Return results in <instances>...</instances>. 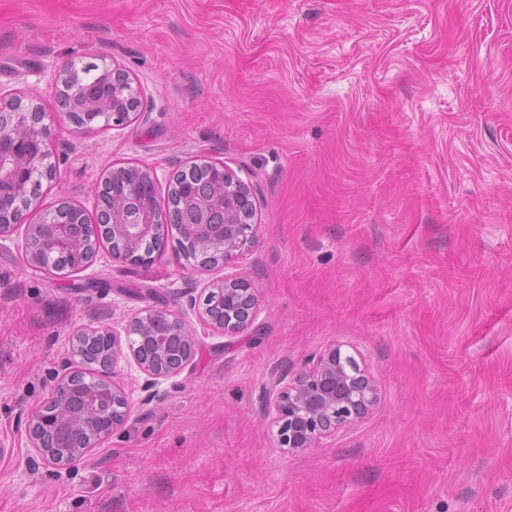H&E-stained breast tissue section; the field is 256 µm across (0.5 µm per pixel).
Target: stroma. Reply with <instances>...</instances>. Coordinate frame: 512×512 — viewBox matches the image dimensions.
<instances>
[{"label":"stroma","mask_w":512,"mask_h":512,"mask_svg":"<svg viewBox=\"0 0 512 512\" xmlns=\"http://www.w3.org/2000/svg\"><path fill=\"white\" fill-rule=\"evenodd\" d=\"M117 66L138 115L79 130L53 77ZM55 115L42 200L97 212L111 166L221 162L253 189L256 237L192 272L168 239L127 266L100 247L50 276L0 239V512H512V0H0V97ZM241 275L258 316L224 338L199 313ZM198 338L176 376L118 381L132 411L68 466L32 448L83 326L145 306ZM355 346L379 404L336 438L278 448L279 374Z\"/></svg>","instance_id":"35a3bbf8"}]
</instances>
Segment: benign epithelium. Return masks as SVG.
I'll list each match as a JSON object with an SVG mask.
<instances>
[{"label": "benign epithelium", "mask_w": 512, "mask_h": 512, "mask_svg": "<svg viewBox=\"0 0 512 512\" xmlns=\"http://www.w3.org/2000/svg\"><path fill=\"white\" fill-rule=\"evenodd\" d=\"M101 78L110 87L109 94L94 98L74 67L67 64L54 75L57 99L66 118L86 117L84 125L102 119L122 126L137 117L133 105L138 101L129 74L120 68L107 67ZM19 100H0V181L9 183L13 195H0V238L19 232L24 237V256L30 265L46 272H56L50 253H64L79 268L97 254L100 244L97 233H79L74 225L61 219V208L79 214L83 209L73 205L44 209L41 197L29 190L33 179L55 178L50 162L51 131L44 123L46 113L33 107L27 112L17 109ZM137 178L129 184L133 195L141 185L156 184L157 173L147 164L135 166ZM207 188L182 181L177 172L170 181L171 190L180 200V214L163 211L145 200L132 213L120 202L106 203L104 181L96 186L99 212L96 223L105 224L111 235L122 241V249L113 258L137 266L152 261L153 255L142 249L143 242L156 236L159 226L172 224L184 242L199 249L217 252L224 265L244 255L256 234L252 224L254 203L252 189L222 162L209 164ZM44 211L37 222L28 217ZM213 289H224V297L233 309L221 315L205 311L203 322L224 336H235L246 330L257 314L258 298L250 284L240 276H226L208 283ZM72 353L78 354L83 339H103L108 357L99 361L105 369L117 366L123 359H132L137 367L154 380L170 378L181 372L190 361L197 344L196 336L170 311L146 307L125 327V335L105 326H90L76 332ZM343 344L332 343L313 355L308 367L290 377L282 375L270 385L264 405V420L276 430L279 448L301 453L323 438L334 437L366 416L380 400L373 376L362 368L352 355L342 353ZM74 372L64 371L48 400L32 410L26 430L32 447L56 465L66 466L112 435L131 413L127 391L116 380H107L112 389V404L105 402L98 390L85 394L83 403H73L69 387Z\"/></svg>", "instance_id": "1"}]
</instances>
